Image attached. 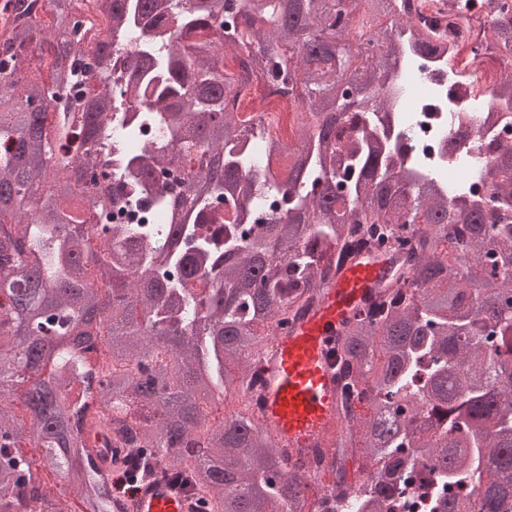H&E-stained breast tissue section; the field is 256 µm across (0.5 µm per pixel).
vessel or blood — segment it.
<instances>
[{
    "instance_id": "vessel-or-blood-1",
    "label": "vessel or blood",
    "mask_w": 512,
    "mask_h": 512,
    "mask_svg": "<svg viewBox=\"0 0 512 512\" xmlns=\"http://www.w3.org/2000/svg\"><path fill=\"white\" fill-rule=\"evenodd\" d=\"M399 265L389 252L363 253L327 282L315 304L260 356L263 384L259 416L278 447L297 457L321 447L338 426V386L329 358L330 343L344 324L389 285ZM84 435L104 471L119 468L111 432L91 423ZM197 505L171 479L144 481L133 495L112 500V512H196Z\"/></svg>"
}]
</instances>
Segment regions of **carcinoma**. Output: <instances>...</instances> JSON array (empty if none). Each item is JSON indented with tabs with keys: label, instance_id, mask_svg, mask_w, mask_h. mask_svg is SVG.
<instances>
[{
	"label": "carcinoma",
	"instance_id": "1",
	"mask_svg": "<svg viewBox=\"0 0 512 512\" xmlns=\"http://www.w3.org/2000/svg\"><path fill=\"white\" fill-rule=\"evenodd\" d=\"M0 42V512H72L49 496L29 466L33 448L78 489L80 512H112L84 428L89 401L136 427L132 465L181 477L212 512H311L308 475L288 468L263 420L247 413L205 426L204 405L242 388L260 336L288 329L328 280L371 243L399 255L393 284L345 326L337 351L347 366L341 391L340 456L332 484L341 512H396L419 493L436 512H512V152L480 170L483 195L449 198L442 183L396 169L359 112H389L388 78L402 58L401 23L380 38L398 0H95L114 29L132 14L162 15L153 39L163 54L126 68L135 103L130 141L152 126L169 143L128 160L119 204L163 196L168 223L151 215L132 228L101 224L91 245L76 210L112 208L87 199L72 172L100 161L112 111L113 46L77 39L83 0H11ZM437 25L413 33L419 52L436 48ZM247 49L244 67L288 90L304 108L296 148L244 127L224 110L231 90L224 57ZM512 50V22L494 21L485 52ZM53 56L44 81L37 52ZM163 85L139 88L146 70ZM89 73L78 109L84 147L69 146L71 83ZM288 155L283 171L274 159ZM172 197L156 168L182 164ZM224 195L230 210L212 214ZM275 194L284 212L255 228L245 217ZM211 235L188 249L194 225ZM216 271L202 293L186 281ZM265 333H260V330ZM105 347L112 368L94 380L89 354ZM237 370L231 371L228 366ZM369 413L355 416L351 396ZM21 403L32 424L14 411ZM375 468L370 484L348 481L346 459Z\"/></svg>",
	"mask_w": 512,
	"mask_h": 512
}]
</instances>
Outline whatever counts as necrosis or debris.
I'll return each mask as SVG.
<instances>
[{"label": "necrosis or debris", "mask_w": 512, "mask_h": 512, "mask_svg": "<svg viewBox=\"0 0 512 512\" xmlns=\"http://www.w3.org/2000/svg\"><path fill=\"white\" fill-rule=\"evenodd\" d=\"M512 18V0H409L410 18L404 26L414 30L423 19H440L448 35L435 54L415 55L399 65L391 80V109L396 123L378 124L379 134L396 144L399 165L426 177L442 178L450 193L482 194L479 170L492 144L512 147V111L496 110L499 78L483 69V44L490 34L489 21L499 9ZM142 43L128 40L112 52L114 109L107 132L113 136L104 180L117 182L128 176L126 155L130 146L116 136L126 121L129 104L124 63L136 57ZM237 100L228 108H240L242 100L255 99L254 119L271 124L279 106L294 103L287 91L275 85H256L242 74Z\"/></svg>", "instance_id": "1"}]
</instances>
